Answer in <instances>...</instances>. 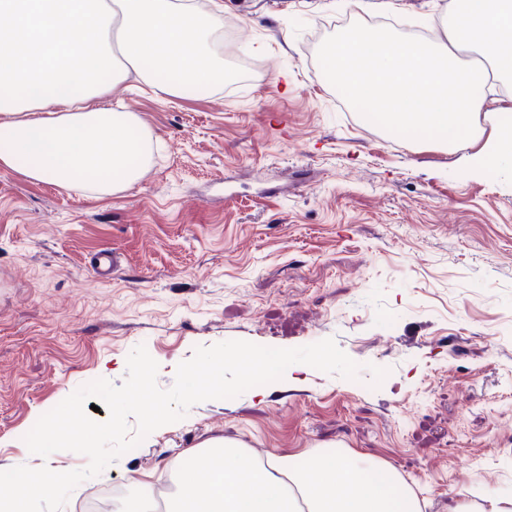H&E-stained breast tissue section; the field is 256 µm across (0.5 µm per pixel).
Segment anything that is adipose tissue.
<instances>
[{"label": "adipose tissue", "instance_id": "obj_1", "mask_svg": "<svg viewBox=\"0 0 512 512\" xmlns=\"http://www.w3.org/2000/svg\"><path fill=\"white\" fill-rule=\"evenodd\" d=\"M223 10L192 0H0V169L100 195L134 185L155 141L105 96L132 72L173 96L223 86Z\"/></svg>", "mask_w": 512, "mask_h": 512}]
</instances>
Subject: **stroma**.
<instances>
[{"label": "stroma", "instance_id": "stroma-1", "mask_svg": "<svg viewBox=\"0 0 512 512\" xmlns=\"http://www.w3.org/2000/svg\"><path fill=\"white\" fill-rule=\"evenodd\" d=\"M223 2L246 76L174 97L132 74L105 98L161 144L136 184L100 196L0 170V468L39 464L24 435L81 386L122 384L137 346L167 389L198 346L331 338L357 379L310 367L260 400L195 404L106 484L175 487L169 460L221 435L261 458L333 444L391 464L424 512L512 497V184L328 84V24L386 18L380 0ZM103 250L120 257L107 277Z\"/></svg>", "mask_w": 512, "mask_h": 512}]
</instances>
